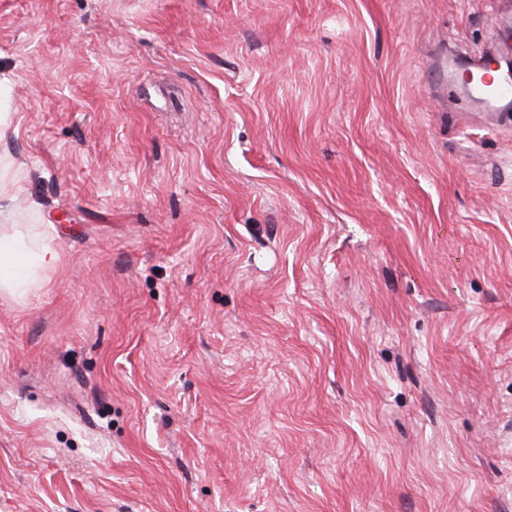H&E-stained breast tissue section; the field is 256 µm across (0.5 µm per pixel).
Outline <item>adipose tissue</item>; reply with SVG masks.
I'll list each match as a JSON object with an SVG mask.
<instances>
[{"mask_svg": "<svg viewBox=\"0 0 512 512\" xmlns=\"http://www.w3.org/2000/svg\"><path fill=\"white\" fill-rule=\"evenodd\" d=\"M59 263L58 253L43 246L32 250L19 238L0 236V285L20 289L36 275L53 271Z\"/></svg>", "mask_w": 512, "mask_h": 512, "instance_id": "ef3b65f1", "label": "adipose tissue"}]
</instances>
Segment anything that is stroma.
I'll return each mask as SVG.
<instances>
[{
    "mask_svg": "<svg viewBox=\"0 0 512 512\" xmlns=\"http://www.w3.org/2000/svg\"><path fill=\"white\" fill-rule=\"evenodd\" d=\"M512 0H0V512H512ZM472 68L482 72L479 82L471 88L472 98L480 103L485 112H503L512 103V77L497 73L482 62L472 63ZM497 73V74H493ZM58 253L48 246L31 250L14 236H0V285L19 290L31 278L53 271Z\"/></svg>",
    "mask_w": 512,
    "mask_h": 512,
    "instance_id": "35a3bbf8",
    "label": "stroma"
}]
</instances>
